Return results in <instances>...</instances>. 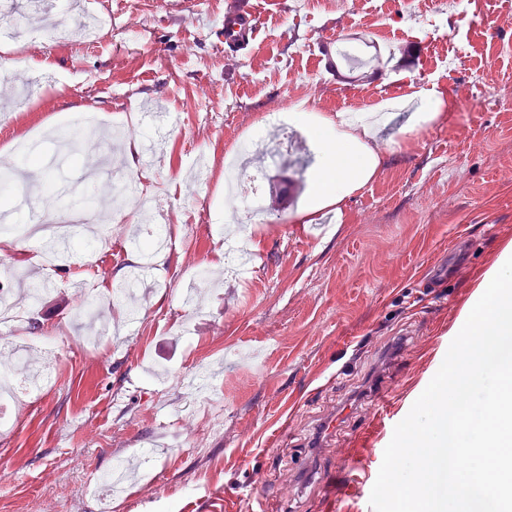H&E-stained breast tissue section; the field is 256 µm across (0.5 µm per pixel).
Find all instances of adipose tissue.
Masks as SVG:
<instances>
[{
  "instance_id": "obj_1",
  "label": "adipose tissue",
  "mask_w": 512,
  "mask_h": 512,
  "mask_svg": "<svg viewBox=\"0 0 512 512\" xmlns=\"http://www.w3.org/2000/svg\"><path fill=\"white\" fill-rule=\"evenodd\" d=\"M293 122L307 125L317 148L311 197L314 207H340L370 181L378 156L363 136L372 129L366 116L337 113L335 119L315 121L305 104L292 106Z\"/></svg>"
}]
</instances>
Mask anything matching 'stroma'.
I'll list each match as a JSON object with an SVG mask.
<instances>
[{
    "label": "stroma",
    "instance_id": "obj_1",
    "mask_svg": "<svg viewBox=\"0 0 512 512\" xmlns=\"http://www.w3.org/2000/svg\"><path fill=\"white\" fill-rule=\"evenodd\" d=\"M73 1L53 0L65 22L49 30L30 0L0 19V80L18 91L0 98V169L20 171L26 121L43 160L34 185L53 181L60 203L50 218L11 193L0 212L16 227L97 205L112 177L88 178L90 157L54 133L89 127L108 153L119 130L159 142L150 166L117 154L134 186L155 176L153 219L129 201L123 211L131 225H164L171 244L133 311L110 292L139 254L122 225L104 240L76 233L45 281L25 239L0 255V291L23 314L0 345L19 346L23 374L57 364L44 389L0 400V512H251L257 498L263 512H372L395 428L377 401L406 417L512 245V0ZM236 3L258 19L239 52L219 39ZM329 38L371 56L340 78L316 65ZM431 86L442 118L405 133L415 90ZM384 100L404 108L377 126L372 179L341 214L299 223L315 150L302 133L281 166L264 167L260 122L287 120L302 101L332 118ZM200 156L264 167V193L281 204L218 230L224 175L193 186ZM235 244L254 255L248 274L222 266ZM78 283L93 285L112 331L85 335L77 304L58 305ZM398 336L405 347L382 361ZM146 449L149 475L107 491L118 464H143Z\"/></svg>",
    "mask_w": 512,
    "mask_h": 512
}]
</instances>
